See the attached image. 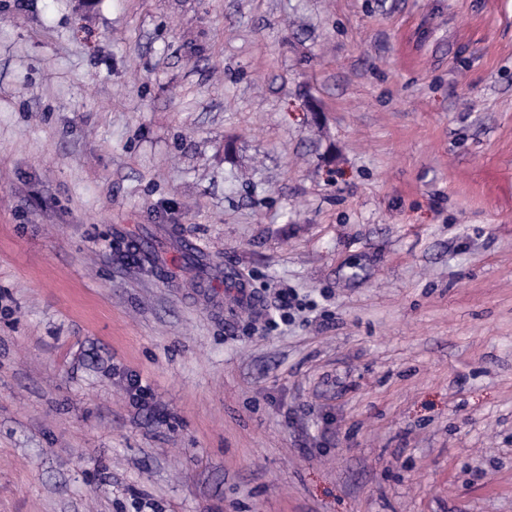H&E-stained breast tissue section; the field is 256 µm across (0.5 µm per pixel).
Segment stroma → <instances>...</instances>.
Listing matches in <instances>:
<instances>
[{"label":"stroma","instance_id":"stroma-1","mask_svg":"<svg viewBox=\"0 0 512 512\" xmlns=\"http://www.w3.org/2000/svg\"><path fill=\"white\" fill-rule=\"evenodd\" d=\"M0 512H512V0H0Z\"/></svg>","mask_w":512,"mask_h":512}]
</instances>
